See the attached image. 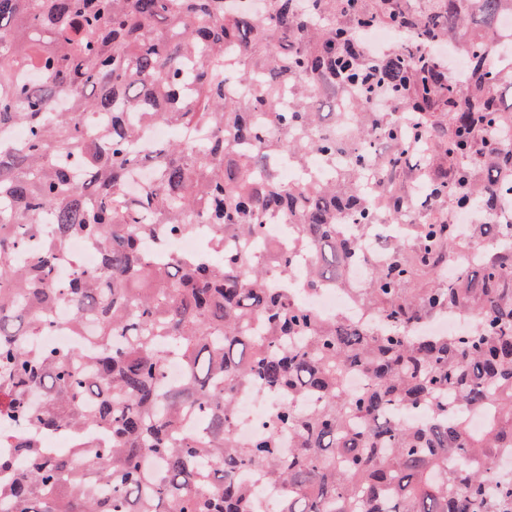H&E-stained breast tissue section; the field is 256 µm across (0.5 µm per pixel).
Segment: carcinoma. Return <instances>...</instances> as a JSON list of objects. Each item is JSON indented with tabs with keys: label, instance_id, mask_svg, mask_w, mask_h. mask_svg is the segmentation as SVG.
Returning a JSON list of instances; mask_svg holds the SVG:
<instances>
[{
	"label": "carcinoma",
	"instance_id": "1",
	"mask_svg": "<svg viewBox=\"0 0 512 512\" xmlns=\"http://www.w3.org/2000/svg\"><path fill=\"white\" fill-rule=\"evenodd\" d=\"M0 0V422L76 435L68 455L22 438L0 453V512H256L238 473L285 488L279 512H512V223L416 224L357 289L386 322L370 335L323 319L269 287L313 254L302 287L345 284L364 261L339 215L379 214L372 135L394 145L392 171L427 156L393 116L448 113V167L422 185L481 215L512 205V64L495 57L512 0ZM383 21L416 39L386 61L355 32ZM484 29L459 39L463 28ZM458 44L472 61L461 102L427 44ZM318 87L349 97L350 140L309 109ZM385 92L393 109L379 112ZM64 94L68 106L55 107ZM178 130L147 141L143 125ZM286 154L304 172L284 185ZM81 172V178L74 177ZM413 199L388 196L389 214ZM280 219L288 249L257 260L246 243ZM211 228L202 251L167 243ZM100 253L95 270L56 277L68 241ZM495 247L444 281L442 268L486 240ZM68 303L85 348L32 345ZM479 317L472 332L430 335L443 313ZM182 361L178 387L163 379ZM357 373L364 387L351 392ZM316 402L279 409L265 431L230 433L237 391L254 381ZM422 407L423 424L400 423ZM486 415L483 429L468 421ZM204 419L201 437L184 432ZM108 426L112 441L78 436Z\"/></svg>",
	"mask_w": 512,
	"mask_h": 512
}]
</instances>
